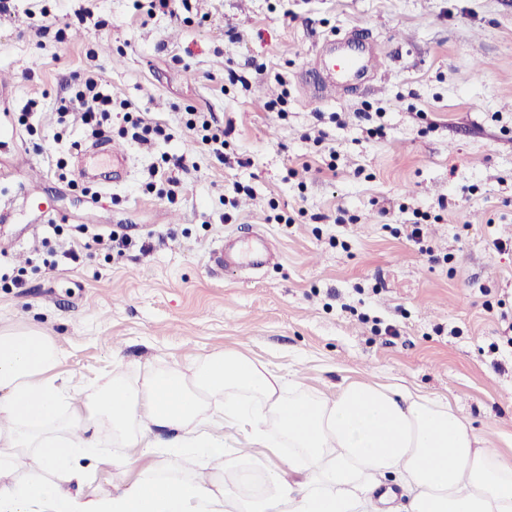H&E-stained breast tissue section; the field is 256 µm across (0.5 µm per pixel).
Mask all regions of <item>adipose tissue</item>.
<instances>
[{"label":"adipose tissue","mask_w":512,"mask_h":512,"mask_svg":"<svg viewBox=\"0 0 512 512\" xmlns=\"http://www.w3.org/2000/svg\"><path fill=\"white\" fill-rule=\"evenodd\" d=\"M60 357L40 330L0 328V512H380L399 490L408 512H512V454L404 384L351 382L324 399L227 350L77 399ZM225 428L249 453L227 447ZM108 439L123 454L105 453ZM90 461L133 479L85 494Z\"/></svg>","instance_id":"ef3b65f1"}]
</instances>
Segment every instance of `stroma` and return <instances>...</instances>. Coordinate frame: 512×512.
Returning <instances> with one entry per match:
<instances>
[{
	"label": "stroma",
	"mask_w": 512,
	"mask_h": 512,
	"mask_svg": "<svg viewBox=\"0 0 512 512\" xmlns=\"http://www.w3.org/2000/svg\"><path fill=\"white\" fill-rule=\"evenodd\" d=\"M43 8L55 27L41 34ZM355 27L375 78L308 101L316 46ZM86 73L167 138L121 136L116 117L124 166L80 162L93 139L56 112ZM4 74L0 198L17 210L0 223V327L52 336L75 391L234 349L329 399L405 380L512 452V0H191L176 17L135 0H13ZM281 97L280 115L267 104ZM192 111L226 128L228 163L195 143ZM33 164L57 225L18 194ZM154 168L179 178L174 195L147 190ZM415 222L430 253L400 234ZM110 232L134 247L100 250L94 235ZM258 233L277 261L209 270L219 241Z\"/></svg>",
	"instance_id": "stroma-1"
}]
</instances>
